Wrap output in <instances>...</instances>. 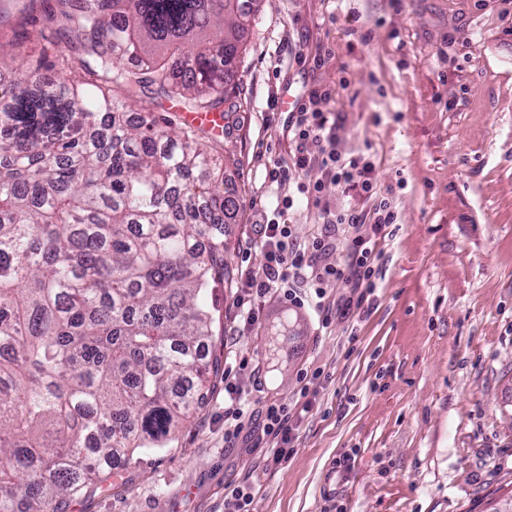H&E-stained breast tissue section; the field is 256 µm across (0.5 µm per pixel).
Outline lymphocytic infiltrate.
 <instances>
[{
  "mask_svg": "<svg viewBox=\"0 0 512 512\" xmlns=\"http://www.w3.org/2000/svg\"><path fill=\"white\" fill-rule=\"evenodd\" d=\"M318 95H310L307 105L288 119V139L293 145L287 165L271 171L274 181L287 182L291 172L303 171L317 165L324 172L325 181L335 184L343 197L358 191L372 199L370 210L348 209L339 213L331 229L313 234L308 246H300L293 238L291 225L275 220L255 225L251 244L260 248L266 258L262 272L245 267L238 273L240 300L238 316L244 326L260 322V299L276 295L293 305H304L303 289H312L319 311L336 310L342 317L361 315L364 304L374 293L375 277L382 252L379 242L396 221L388 200L378 198L372 180L373 164L364 157L343 156L336 148L335 124L330 113L318 106ZM341 232L346 251L345 265L322 263L323 255L335 247L334 232ZM330 281L344 282L350 288L349 296L329 304L324 285ZM247 400L240 387H224V440L232 442L242 433L260 429L267 437L265 465L275 468L287 462L293 451L294 431L308 414L312 399L294 406L263 397L257 408L246 410Z\"/></svg>",
  "mask_w": 512,
  "mask_h": 512,
  "instance_id": "obj_1",
  "label": "lymphocytic infiltrate"
}]
</instances>
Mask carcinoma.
<instances>
[{
    "label": "carcinoma",
    "mask_w": 512,
    "mask_h": 512,
    "mask_svg": "<svg viewBox=\"0 0 512 512\" xmlns=\"http://www.w3.org/2000/svg\"><path fill=\"white\" fill-rule=\"evenodd\" d=\"M256 0H58L78 50L0 73V512H62L210 391L226 158L135 112H218Z\"/></svg>",
    "instance_id": "cac0c4a2"
}]
</instances>
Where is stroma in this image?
Here are the masks:
<instances>
[{
	"instance_id": "obj_1",
	"label": "stroma",
	"mask_w": 512,
	"mask_h": 512,
	"mask_svg": "<svg viewBox=\"0 0 512 512\" xmlns=\"http://www.w3.org/2000/svg\"><path fill=\"white\" fill-rule=\"evenodd\" d=\"M6 57L34 67L71 52L56 0H0ZM331 91L337 149L364 153L397 214L361 318L322 322L313 307L266 298L259 326L216 287L221 360L205 403L168 447L119 465L65 512H224V489L254 485V512H487L512 492V0H259L224 95L220 153L239 200L226 224L230 276L253 224L276 218L268 172L287 157L283 100ZM285 221L298 239L344 205L302 195ZM295 405L300 371L321 369L313 410L287 463L224 445V383ZM348 467L336 469L339 459Z\"/></svg>"
}]
</instances>
